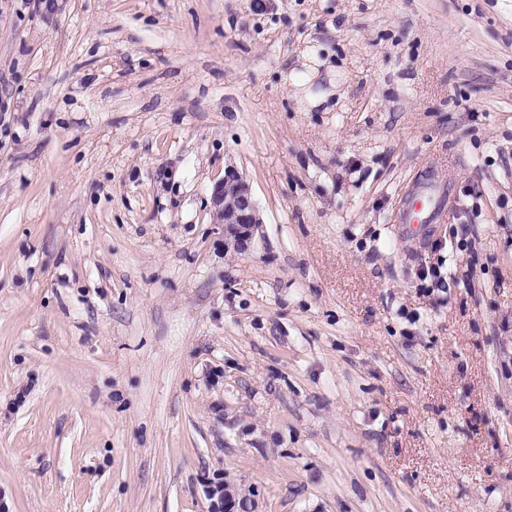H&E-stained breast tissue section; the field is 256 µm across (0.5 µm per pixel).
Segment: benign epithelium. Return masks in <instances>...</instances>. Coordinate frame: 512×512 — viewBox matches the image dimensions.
Masks as SVG:
<instances>
[{
    "instance_id": "benign-epithelium-1",
    "label": "benign epithelium",
    "mask_w": 512,
    "mask_h": 512,
    "mask_svg": "<svg viewBox=\"0 0 512 512\" xmlns=\"http://www.w3.org/2000/svg\"><path fill=\"white\" fill-rule=\"evenodd\" d=\"M213 223L224 225V248L245 254L252 247L260 226L258 208L247 180L233 168L224 171V179L211 192ZM209 512H259L256 499L227 481L208 482Z\"/></svg>"
}]
</instances>
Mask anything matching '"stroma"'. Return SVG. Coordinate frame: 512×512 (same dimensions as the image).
I'll return each instance as SVG.
<instances>
[{
  "mask_svg": "<svg viewBox=\"0 0 512 512\" xmlns=\"http://www.w3.org/2000/svg\"><path fill=\"white\" fill-rule=\"evenodd\" d=\"M261 3L0 0V512H512V0ZM211 210L213 223L224 224V248L246 254L261 222L251 187L234 168L225 169L224 179L213 186ZM206 493L211 501L209 512H260L258 502L250 493L227 481H209Z\"/></svg>",
  "mask_w": 512,
  "mask_h": 512,
  "instance_id": "obj_1",
  "label": "stroma"
}]
</instances>
